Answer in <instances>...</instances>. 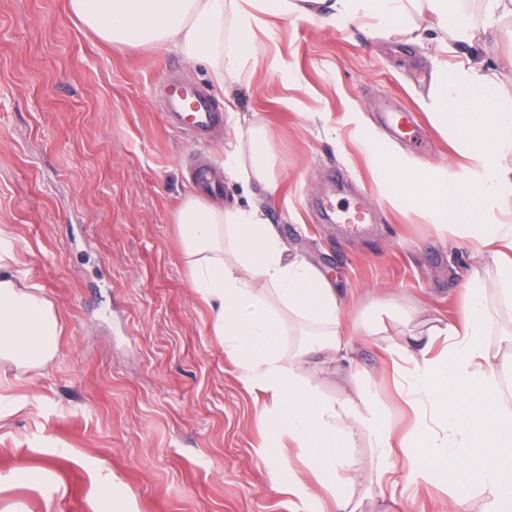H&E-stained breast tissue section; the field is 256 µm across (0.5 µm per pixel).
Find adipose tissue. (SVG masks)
I'll list each match as a JSON object with an SVG mask.
<instances>
[{"instance_id": "1", "label": "adipose tissue", "mask_w": 512, "mask_h": 512, "mask_svg": "<svg viewBox=\"0 0 512 512\" xmlns=\"http://www.w3.org/2000/svg\"><path fill=\"white\" fill-rule=\"evenodd\" d=\"M85 29L114 46H171L210 69L216 86L250 81L264 58L257 30L274 19H308L343 29L362 19L374 31L415 40L436 32L443 59L434 63L423 105L440 131L450 132L464 164L451 171L423 167L376 133L363 147L392 206L422 216L439 235L474 242L493 266L473 273L461 292V318L430 317L413 328L415 312L369 314L358 326L375 337L417 419L396 435L368 388L318 396L322 375L355 374L352 337L343 328L345 300L305 257L292 253L260 205L222 207L191 193L174 214L190 284L211 313V328L245 382L262 399L263 455L276 467L299 457L303 480L287 491L359 512L385 495L393 460L404 456L413 484L440 486L449 512H470L481 490L484 512H512V338L491 348L486 339L512 314V102L495 75L470 62H448L453 45L476 29L448 0H68ZM224 171L242 185L275 190L266 128L234 124ZM62 326L42 289L12 271L0 255V365L27 373L57 356ZM369 448L370 475L351 456L358 436Z\"/></svg>"}]
</instances>
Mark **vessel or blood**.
<instances>
[{
	"label": "vessel or blood",
	"mask_w": 512,
	"mask_h": 512,
	"mask_svg": "<svg viewBox=\"0 0 512 512\" xmlns=\"http://www.w3.org/2000/svg\"><path fill=\"white\" fill-rule=\"evenodd\" d=\"M162 109L168 126L188 131L198 142L213 138L221 126L222 114L212 95L195 85L170 86Z\"/></svg>",
	"instance_id": "1"
}]
</instances>
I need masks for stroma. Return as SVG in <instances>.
I'll list each match as a JSON object with an SVG mask.
<instances>
[{"label":"stroma","mask_w":512,"mask_h":512,"mask_svg":"<svg viewBox=\"0 0 512 512\" xmlns=\"http://www.w3.org/2000/svg\"><path fill=\"white\" fill-rule=\"evenodd\" d=\"M257 39L282 72L259 63L235 87L232 108L264 124L276 193L225 180L219 201L264 200L282 236L330 278L353 324L394 306L448 318L468 276L485 260L438 237L379 191L351 139L353 117L422 164L462 160L419 104L434 51L428 42L376 35L353 24L272 20ZM498 72L512 99V19L462 46ZM175 77L209 84L205 65L176 49L104 44L77 25L67 0H0V246L18 277L42 288L63 325L57 357L39 375H9L0 401V512H110L127 494L134 512H306L281 492L287 471L262 456L260 409L223 346L182 264L173 213L194 187L201 158L223 164L229 138L198 144L170 129L158 101ZM411 112L422 141L394 137L386 119ZM313 112L321 121H310ZM361 200L371 215L355 230L331 224L319 204ZM357 370L371 379L392 428L413 416L383 370L374 338L354 340ZM70 450L57 456L59 447ZM40 474L39 485L21 480ZM60 484L53 497L44 485ZM362 512H448L440 487L412 502L378 497Z\"/></svg>","instance_id":"stroma-1"}]
</instances>
